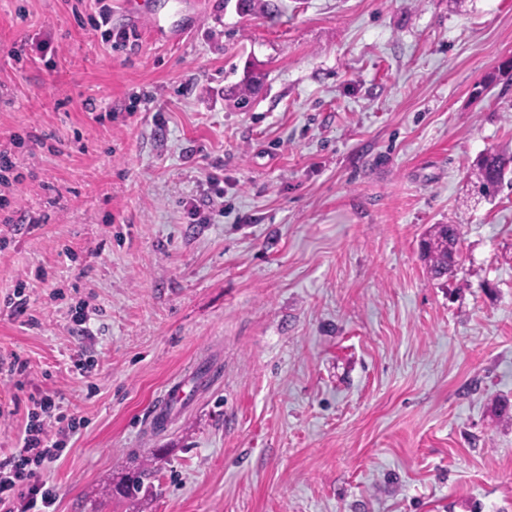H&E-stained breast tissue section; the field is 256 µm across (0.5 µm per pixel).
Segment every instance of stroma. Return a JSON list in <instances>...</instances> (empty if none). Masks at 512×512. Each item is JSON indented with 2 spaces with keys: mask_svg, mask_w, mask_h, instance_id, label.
<instances>
[{
  "mask_svg": "<svg viewBox=\"0 0 512 512\" xmlns=\"http://www.w3.org/2000/svg\"><path fill=\"white\" fill-rule=\"evenodd\" d=\"M117 2L0 0V194L33 221L0 223V455L50 393L80 422L54 512H512V168L472 176L512 150V0H148L176 42ZM510 162H512V156L506 158L499 152L487 154L478 161L475 176L479 184V194L491 197L498 193ZM423 253L432 274H439L448 265L450 251H458L459 232L455 224H437L425 240Z\"/></svg>",
  "mask_w": 512,
  "mask_h": 512,
  "instance_id": "obj_1",
  "label": "stroma"
}]
</instances>
